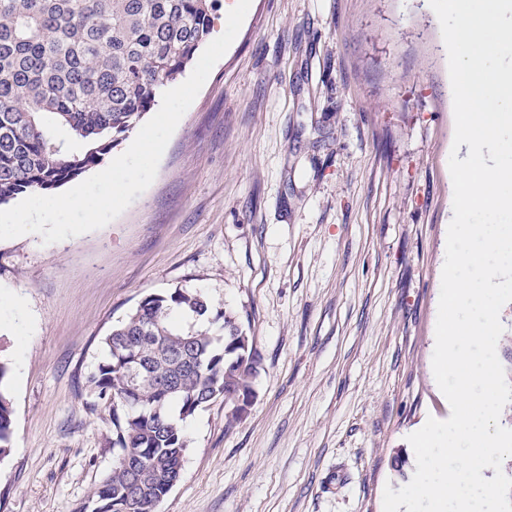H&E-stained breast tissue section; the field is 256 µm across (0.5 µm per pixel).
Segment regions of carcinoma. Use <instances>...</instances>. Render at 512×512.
<instances>
[{
  "instance_id": "carcinoma-1",
  "label": "carcinoma",
  "mask_w": 512,
  "mask_h": 512,
  "mask_svg": "<svg viewBox=\"0 0 512 512\" xmlns=\"http://www.w3.org/2000/svg\"><path fill=\"white\" fill-rule=\"evenodd\" d=\"M217 0H0V205L98 167L155 105L209 34ZM64 130L78 143L60 140ZM221 323V336L172 313ZM200 291L145 296L104 337L87 379L112 404V471L75 512H158L178 482L186 420L214 394L225 416L254 396V337ZM0 359V456L12 435Z\"/></svg>"
}]
</instances>
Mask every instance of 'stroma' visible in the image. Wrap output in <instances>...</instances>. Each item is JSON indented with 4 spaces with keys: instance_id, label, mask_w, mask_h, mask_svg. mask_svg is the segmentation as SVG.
<instances>
[{
    "instance_id": "1",
    "label": "stroma",
    "mask_w": 512,
    "mask_h": 512,
    "mask_svg": "<svg viewBox=\"0 0 512 512\" xmlns=\"http://www.w3.org/2000/svg\"><path fill=\"white\" fill-rule=\"evenodd\" d=\"M429 0H251L155 180L103 228L0 240L14 415L0 512H74L111 471L86 386L146 295L196 288L254 338L244 416L186 421L159 512H383L393 455L445 415L432 372L454 140Z\"/></svg>"
}]
</instances>
